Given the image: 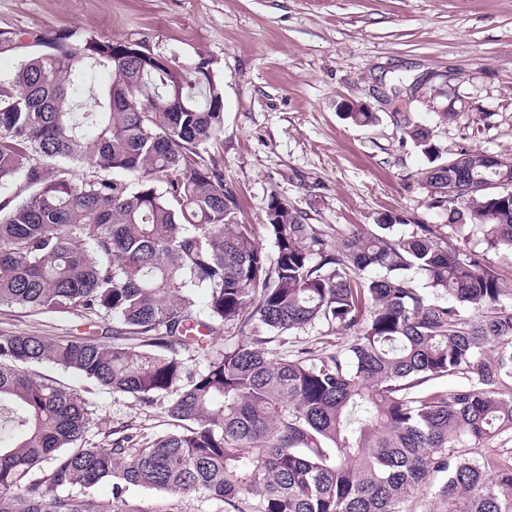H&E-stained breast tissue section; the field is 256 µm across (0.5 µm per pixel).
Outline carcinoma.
Masks as SVG:
<instances>
[{
	"label": "carcinoma",
	"mask_w": 512,
	"mask_h": 512,
	"mask_svg": "<svg viewBox=\"0 0 512 512\" xmlns=\"http://www.w3.org/2000/svg\"><path fill=\"white\" fill-rule=\"evenodd\" d=\"M0 78V307L116 324L99 339L0 336V512H129L128 486L198 494L234 512H404L432 479L437 512H512V455L467 456L512 434V156L461 150L417 173L448 224L400 217L334 245L270 197L259 250L224 170L206 157L224 90L203 56L144 58L142 42L56 32ZM100 73L93 106L79 101ZM429 153L430 132L405 126ZM77 166L93 174L73 177ZM469 226L485 248L453 242ZM426 278L427 297L407 272ZM207 290L206 313L192 289ZM280 335L325 323L328 353L273 355ZM243 339L186 371L180 352L226 326ZM53 364L151 407L173 429L143 443L86 440L93 410L27 367ZM465 379L423 390L441 377Z\"/></svg>",
	"instance_id": "1"
}]
</instances>
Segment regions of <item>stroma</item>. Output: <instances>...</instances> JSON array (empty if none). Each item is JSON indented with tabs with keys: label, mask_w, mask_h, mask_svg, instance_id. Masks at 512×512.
Here are the masks:
<instances>
[{
	"label": "stroma",
	"mask_w": 512,
	"mask_h": 512,
	"mask_svg": "<svg viewBox=\"0 0 512 512\" xmlns=\"http://www.w3.org/2000/svg\"><path fill=\"white\" fill-rule=\"evenodd\" d=\"M60 30L213 59L224 129L210 151L235 192L242 223L274 255L263 229L270 196L327 225L332 242L386 213L444 224L413 179L431 157L405 133H432L441 156L512 154V0H0V32ZM359 103L376 119L343 113ZM453 113L443 121L442 113ZM105 325L70 314L0 308V335L97 336ZM347 340L319 323L272 338L274 354L330 352ZM46 374L89 399L91 434L169 430L165 402L147 408L59 367ZM131 512H224L194 494L128 487Z\"/></svg>",
	"instance_id": "35a3bbf8"
}]
</instances>
